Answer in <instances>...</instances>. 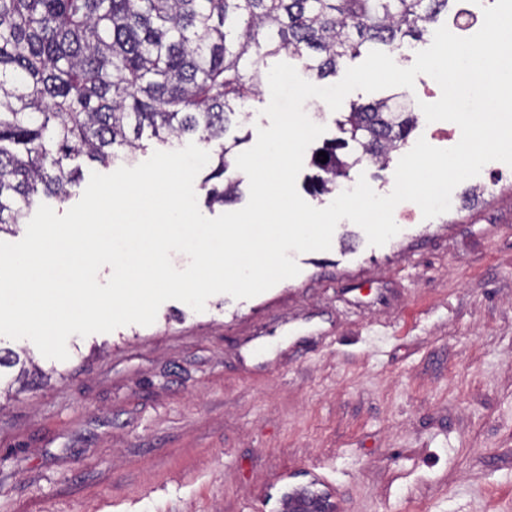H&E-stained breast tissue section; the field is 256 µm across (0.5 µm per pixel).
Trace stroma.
Wrapping results in <instances>:
<instances>
[{"label":"stroma","instance_id":"stroma-1","mask_svg":"<svg viewBox=\"0 0 512 512\" xmlns=\"http://www.w3.org/2000/svg\"><path fill=\"white\" fill-rule=\"evenodd\" d=\"M381 97L305 103L307 203L333 200L313 159L342 113ZM451 201L379 247L341 221L296 277L72 335L64 361L0 336L58 371L0 401V512H283L303 486L331 512H512V167Z\"/></svg>","mask_w":512,"mask_h":512}]
</instances>
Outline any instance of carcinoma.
I'll return each instance as SVG.
<instances>
[{
	"instance_id": "cac0c4a2",
	"label": "carcinoma",
	"mask_w": 512,
	"mask_h": 512,
	"mask_svg": "<svg viewBox=\"0 0 512 512\" xmlns=\"http://www.w3.org/2000/svg\"><path fill=\"white\" fill-rule=\"evenodd\" d=\"M451 0H0V234L16 233L38 200L64 203L79 187L78 158L132 163L145 130L162 143L220 140L209 157V207L235 198L225 177L242 139L224 141L231 117L267 84L268 61H302L323 81L347 57L422 38ZM418 115L391 99L354 103L338 121L347 138L315 159V190L330 193L361 162L385 169ZM357 155L341 153L348 141ZM20 366L35 387L46 374L0 348V370ZM286 512H328L309 489Z\"/></svg>"
}]
</instances>
